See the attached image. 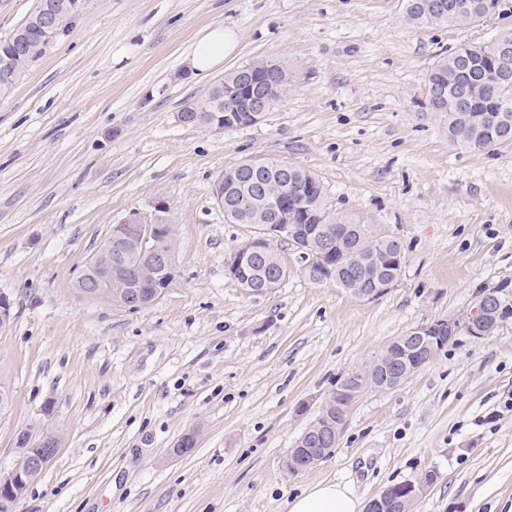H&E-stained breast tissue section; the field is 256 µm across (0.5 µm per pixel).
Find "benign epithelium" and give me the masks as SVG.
Here are the masks:
<instances>
[{
    "label": "benign epithelium",
    "instance_id": "1",
    "mask_svg": "<svg viewBox=\"0 0 512 512\" xmlns=\"http://www.w3.org/2000/svg\"><path fill=\"white\" fill-rule=\"evenodd\" d=\"M417 9L429 17L446 19L451 24H470L479 17H489L484 0H417ZM487 50L497 60L501 74L506 78L511 76L512 39H498L488 44ZM220 83L224 89L223 114L192 115L183 110L178 113V120L183 124L192 122L214 132L252 126L263 119L274 101L281 99L288 88L287 79L281 77L276 65L270 60L260 65L248 63L238 67L232 78H222ZM450 84L454 86L457 108L466 115L475 145L480 148L481 121L469 112L476 90L474 83L442 74L427 97L432 104H440L447 97ZM311 194L312 188L308 184L289 186L283 181L274 180L258 181L246 189L233 179H225L222 173L213 184V197L219 207L230 208L236 217L249 224L276 225L278 237L299 241L305 254L320 262L330 251L334 229L322 227L316 230L288 214V208L292 206L302 211L304 216L312 217L313 204L309 201ZM166 210L167 203L160 200L155 204L154 212L148 216L132 212L124 220V224L135 225V235L131 237L126 235L123 224L112 227L107 246L86 263L91 274L81 278L80 291L84 298L108 301L116 298L136 304L141 298L139 284L144 280L154 284V300L162 297L175 270L174 253L163 249L154 236L155 225L167 221L164 214ZM128 249L140 252L141 263L133 276L119 273L124 268V253ZM261 250L263 247L254 239L243 242L228 263L229 276L237 277L243 258L258 254ZM392 264L402 266L398 243L391 244L385 251L374 248L368 242L362 243L359 256L351 269V295L364 300H376L383 296L398 279L396 273L388 270ZM503 317L501 298L497 293L489 292L480 299L473 314L463 322L448 318L419 325L409 330L405 337L388 342L363 371H350L346 374V379L354 381V389H349L346 383L336 386L323 406L325 412L336 415V421L326 423L321 434V441L326 447L299 449L298 462L290 471L296 473L308 470L331 453V447L338 440L346 405L358 394L366 389L386 391L398 387L439 349L455 340L459 333L465 332L475 337L488 335ZM58 450L57 438H44L37 453L29 454L23 449L21 455L25 460H16L8 468L0 466V503L15 507L28 485L42 474ZM421 491L422 486L411 483L404 489V497L378 494L368 501L366 512H407L408 501L416 498Z\"/></svg>",
    "mask_w": 512,
    "mask_h": 512
}]
</instances>
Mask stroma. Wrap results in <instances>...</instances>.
I'll use <instances>...</instances> for the list:
<instances>
[{
    "label": "stroma",
    "mask_w": 512,
    "mask_h": 512,
    "mask_svg": "<svg viewBox=\"0 0 512 512\" xmlns=\"http://www.w3.org/2000/svg\"><path fill=\"white\" fill-rule=\"evenodd\" d=\"M405 0H91L0 97V462L19 432L61 446L16 512H286L325 479L362 499L432 475L414 512H512V314L460 334L404 383L364 391L333 451L287 471L301 433L347 372L390 340L464 318L483 294L512 304V146L448 139L425 92L438 57L512 35V18L413 29ZM237 48L200 74L206 32ZM253 59L281 64L287 94L257 124L178 122ZM272 158L314 174L331 212L399 243L402 273L376 300L317 285L293 246L263 294L227 263L249 224L211 187ZM166 201L177 277L130 311L80 297L76 279L112 225ZM195 446L175 448L186 435Z\"/></svg>",
    "instance_id": "35a3bbf8"
}]
</instances>
